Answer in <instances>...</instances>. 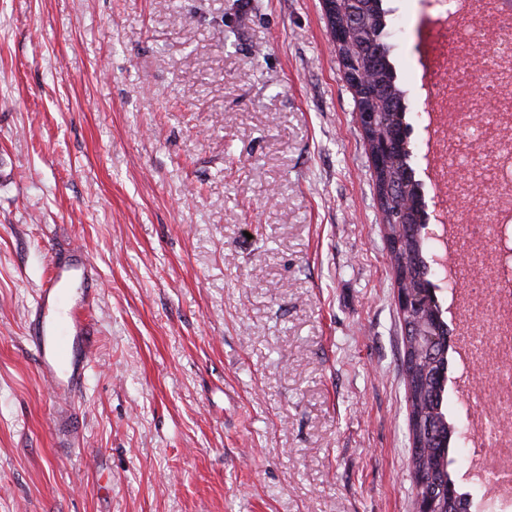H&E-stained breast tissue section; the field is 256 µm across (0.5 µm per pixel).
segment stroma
<instances>
[{
    "mask_svg": "<svg viewBox=\"0 0 512 512\" xmlns=\"http://www.w3.org/2000/svg\"><path fill=\"white\" fill-rule=\"evenodd\" d=\"M382 7L432 216L436 11ZM357 111L322 0H0V512H416ZM68 240L103 290L64 447L27 320Z\"/></svg>",
    "mask_w": 512,
    "mask_h": 512,
    "instance_id": "stroma-1",
    "label": "stroma"
}]
</instances>
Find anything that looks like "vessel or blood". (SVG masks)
Returning a JSON list of instances; mask_svg holds the SVG:
<instances>
[{
    "label": "vessel or blood",
    "instance_id": "1",
    "mask_svg": "<svg viewBox=\"0 0 512 512\" xmlns=\"http://www.w3.org/2000/svg\"><path fill=\"white\" fill-rule=\"evenodd\" d=\"M90 258L73 246L56 255L28 323L37 371L56 398L81 393L94 347L89 314L99 288Z\"/></svg>",
    "mask_w": 512,
    "mask_h": 512
}]
</instances>
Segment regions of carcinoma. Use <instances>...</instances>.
<instances>
[{
  "label": "carcinoma",
  "instance_id": "carcinoma-1",
  "mask_svg": "<svg viewBox=\"0 0 512 512\" xmlns=\"http://www.w3.org/2000/svg\"><path fill=\"white\" fill-rule=\"evenodd\" d=\"M385 11L382 0H362L361 21L350 30L349 40L341 46L342 53L355 70L365 72L368 93L358 105L381 113V118L398 129L407 128L402 106V91L396 85V74L389 60L390 46L385 41ZM406 147L398 148L394 160L376 182L389 181L396 186L393 206L394 220L401 227L390 225L398 233L400 247L391 261L411 269L403 287L413 292L432 286V271L425 261L426 240L421 236L425 212L420 184L412 176ZM439 321L440 333L407 336L404 340L403 375L409 402V433L411 467L418 475L416 495L431 500L435 512H469V493L461 492L452 478L450 456L452 435L457 426L448 421L445 381L448 374V324L443 319L438 300L404 318L409 325L420 321Z\"/></svg>",
  "mask_w": 512,
  "mask_h": 512
}]
</instances>
